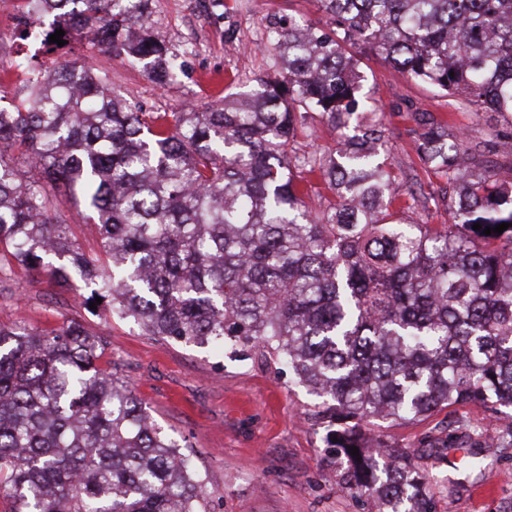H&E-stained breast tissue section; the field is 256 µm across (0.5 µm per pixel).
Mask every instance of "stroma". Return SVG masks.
Instances as JSON below:
<instances>
[{"mask_svg":"<svg viewBox=\"0 0 512 512\" xmlns=\"http://www.w3.org/2000/svg\"><path fill=\"white\" fill-rule=\"evenodd\" d=\"M288 18L328 23L316 0H152L149 22L185 66L180 81L167 86L153 83L138 60L92 52L80 40L41 51L32 63L50 70L89 57L115 94L145 111L203 112L225 94L275 76L271 28ZM358 59L362 91L384 113L396 201L417 204V220L448 221L446 179L415 163V138L427 116L464 131L483 169L512 180V119L403 77L371 50ZM87 295L78 282L61 288L45 274L0 266V325L50 331L75 321L102 335L100 367L127 380L152 417L184 438L214 512H379L373 499L345 489L344 469L325 441L340 423L317 413L286 367L255 354L215 355L155 340L133 323L91 314ZM504 427L470 404L366 430L413 453L433 512H512V440L502 437Z\"/></svg>","mask_w":512,"mask_h":512,"instance_id":"1","label":"stroma"}]
</instances>
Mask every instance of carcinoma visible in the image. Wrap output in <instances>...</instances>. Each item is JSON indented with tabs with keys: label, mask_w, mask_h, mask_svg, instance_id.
Masks as SVG:
<instances>
[{
	"label": "carcinoma",
	"mask_w": 512,
	"mask_h": 512,
	"mask_svg": "<svg viewBox=\"0 0 512 512\" xmlns=\"http://www.w3.org/2000/svg\"><path fill=\"white\" fill-rule=\"evenodd\" d=\"M22 2L51 19L47 36L94 32V48L141 59L159 84L183 74L148 24L151 0ZM318 2L336 30L277 28L280 78L209 112H145L86 62L31 69L0 112V263L79 278L85 305L99 297L159 341L287 366L315 407L354 421L328 442L346 488L384 512H432L411 453L379 438L366 449L361 425L512 408V182L480 171L464 133L435 118L414 152L462 188L448 223L390 210L385 125L348 133L365 107L354 50L512 114V0ZM316 118L341 130L337 148L292 159ZM17 159L42 178H21ZM306 175L335 202L307 206ZM56 182L99 226V252L61 219L45 190ZM105 345L74 321L0 326V489L17 512H211L186 446L97 365Z\"/></svg>",
	"instance_id": "1"
}]
</instances>
